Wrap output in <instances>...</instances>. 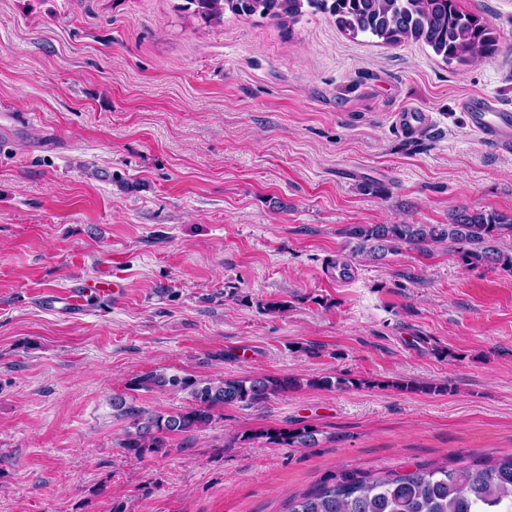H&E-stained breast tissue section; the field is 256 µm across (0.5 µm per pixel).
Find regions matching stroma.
Segmentation results:
<instances>
[{
    "label": "stroma",
    "instance_id": "obj_1",
    "mask_svg": "<svg viewBox=\"0 0 512 512\" xmlns=\"http://www.w3.org/2000/svg\"><path fill=\"white\" fill-rule=\"evenodd\" d=\"M459 4L502 53L450 65L321 13L285 29L185 0H0V512H284L343 470L512 451V272L445 244L366 261L343 233L512 215V154L461 108L512 106V0ZM408 109L430 128L399 127ZM79 278L121 297L52 302ZM151 371L306 384L137 459L113 397L188 401L130 389ZM336 376L355 387L314 384ZM302 425L314 446L261 437Z\"/></svg>",
    "mask_w": 512,
    "mask_h": 512
}]
</instances>
